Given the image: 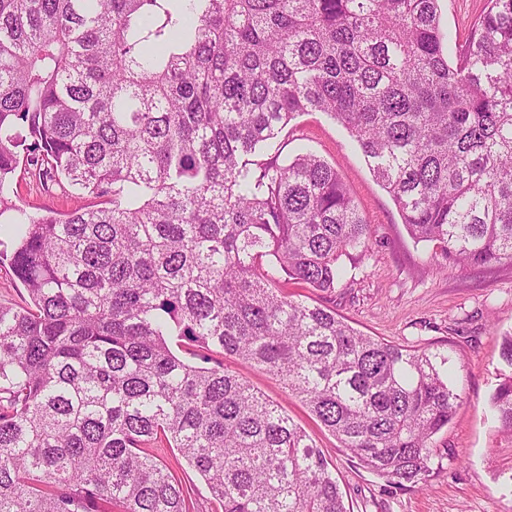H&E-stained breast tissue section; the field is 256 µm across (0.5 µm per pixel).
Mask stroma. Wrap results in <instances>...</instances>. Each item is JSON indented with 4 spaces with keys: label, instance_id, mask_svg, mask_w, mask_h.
I'll return each instance as SVG.
<instances>
[{
    "label": "stroma",
    "instance_id": "1",
    "mask_svg": "<svg viewBox=\"0 0 512 512\" xmlns=\"http://www.w3.org/2000/svg\"><path fill=\"white\" fill-rule=\"evenodd\" d=\"M312 151L340 174L370 226L369 248L329 294L289 285L308 303L336 311L353 327L404 346L447 355L457 370L460 400L426 484L396 488L340 448L279 380L246 364L234 369L279 403L321 448L351 512H512V436L500 433L490 398L502 369L501 343L512 331V265L449 269L433 245L414 242L385 189L348 132L326 114L293 120L266 156ZM20 202L56 211L72 202L59 187L43 189L17 170Z\"/></svg>",
    "mask_w": 512,
    "mask_h": 512
}]
</instances>
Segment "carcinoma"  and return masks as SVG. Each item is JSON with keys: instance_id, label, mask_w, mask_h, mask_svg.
Returning a JSON list of instances; mask_svg holds the SVG:
<instances>
[{"instance_id": "cac0c4a2", "label": "carcinoma", "mask_w": 512, "mask_h": 512, "mask_svg": "<svg viewBox=\"0 0 512 512\" xmlns=\"http://www.w3.org/2000/svg\"><path fill=\"white\" fill-rule=\"evenodd\" d=\"M441 0H0V512H351L323 451L224 358L278 378L388 483L426 481L449 358L285 291L330 293L369 224L312 152L259 158L309 112L343 126L448 267L512 264V0L463 45ZM92 198L30 212L19 167ZM492 394L512 433V333ZM25 300L29 298L21 283L8 267L0 268V303L24 305ZM154 451L175 470L176 475L181 478L183 483L185 482L188 488H191L195 492V495L200 502H204L206 507L205 511L221 512V509H219L215 503H209V499L207 498L209 495L205 484L195 471L188 467L186 462L177 454L176 451H172L170 448H154Z\"/></svg>"}]
</instances>
